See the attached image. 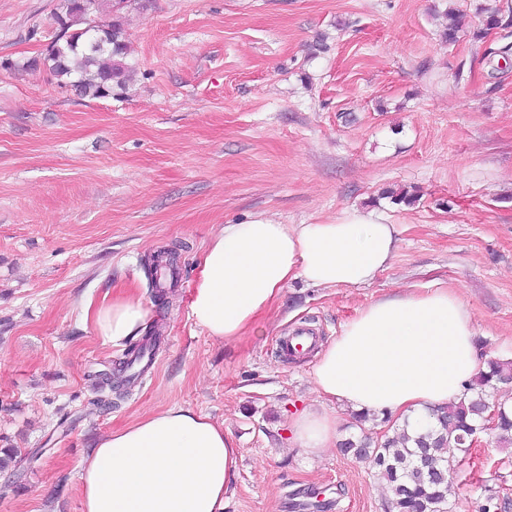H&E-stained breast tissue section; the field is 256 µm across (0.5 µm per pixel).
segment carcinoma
I'll list each match as a JSON object with an SVG mask.
<instances>
[{
    "label": "carcinoma",
    "instance_id": "obj_1",
    "mask_svg": "<svg viewBox=\"0 0 512 512\" xmlns=\"http://www.w3.org/2000/svg\"><path fill=\"white\" fill-rule=\"evenodd\" d=\"M86 8L79 0H68L67 11L56 16L59 32L51 42L44 64L58 84L70 87L82 97L108 98L114 90H124L134 71L129 62L130 49L124 28L110 33L108 43L100 48L90 46L93 19L107 20L127 7L130 0H90ZM481 28L473 33L481 39L484 32L503 26L496 7H479ZM448 23L440 37L454 44L464 25V14L449 7L444 11ZM159 337L150 336L140 346L131 349L112 373L100 383L102 387L119 391L133 385L138 376L132 372L146 353L157 346ZM512 382V361L491 358L486 367L467 384V393L456 403L433 411V427L416 437L392 428L375 440L367 434L350 436L342 449L365 462L383 479L390 489L386 512H450L448 500L447 450L455 448L463 454L471 450L474 434L482 431L487 416L495 413L496 443L512 445V413L495 395L500 384ZM482 504L480 512H495L498 491L488 484L479 486Z\"/></svg>",
    "mask_w": 512,
    "mask_h": 512
}]
</instances>
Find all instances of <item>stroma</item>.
Listing matches in <instances>:
<instances>
[{"mask_svg": "<svg viewBox=\"0 0 512 512\" xmlns=\"http://www.w3.org/2000/svg\"><path fill=\"white\" fill-rule=\"evenodd\" d=\"M505 27L480 42L477 10ZM467 33L442 43L446 6ZM66 0H0V512H80L79 464L98 438L183 406L239 449L226 512H384L390 492L365 463L290 441L293 414L320 405L313 358L283 362L281 336L321 342L372 299L448 285L472 313L483 356L512 359V0H152L129 8L136 71L111 97L77 96L46 55ZM323 52H314L317 39ZM417 190L411 206L384 189ZM385 213L401 230L391 265L364 286L289 281L257 334L218 342L189 315L188 287L222 226L261 215L323 224ZM178 248L170 308L144 261ZM134 289L161 331L131 395L97 406L95 372L124 350L83 318L86 303ZM451 452V512H478L476 486L512 512V447L481 434Z\"/></svg>", "mask_w": 512, "mask_h": 512, "instance_id": "35a3bbf8", "label": "stroma"}]
</instances>
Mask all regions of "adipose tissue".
I'll return each mask as SVG.
<instances>
[{"mask_svg":"<svg viewBox=\"0 0 512 512\" xmlns=\"http://www.w3.org/2000/svg\"><path fill=\"white\" fill-rule=\"evenodd\" d=\"M400 230L385 214L352 209L326 224L255 217L224 225L206 246L189 290L190 317L207 336L234 342L257 330L288 281L370 284L394 258ZM149 311L132 289L84 317L120 347L145 330ZM315 392L356 413L398 416L409 434L429 411L462 398L483 366L469 309L452 289L376 299L315 353ZM294 447L317 458L336 446L337 420L306 407L289 423ZM238 450L208 416L177 405L101 437L79 466L81 512H224Z\"/></svg>","mask_w":512,"mask_h":512,"instance_id":"1","label":"adipose tissue"}]
</instances>
